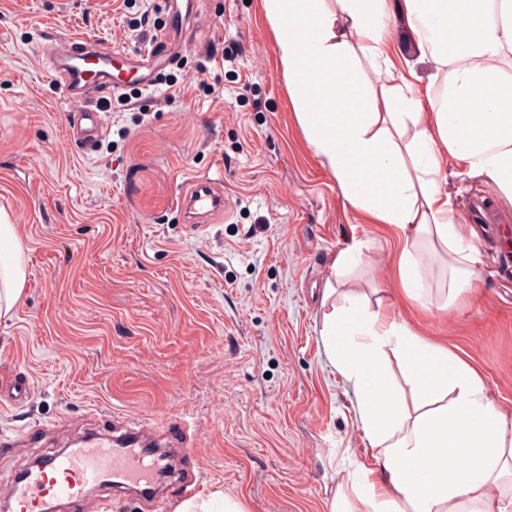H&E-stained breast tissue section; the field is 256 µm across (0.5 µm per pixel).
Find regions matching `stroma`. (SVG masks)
Listing matches in <instances>:
<instances>
[{"label": "stroma", "instance_id": "1", "mask_svg": "<svg viewBox=\"0 0 512 512\" xmlns=\"http://www.w3.org/2000/svg\"><path fill=\"white\" fill-rule=\"evenodd\" d=\"M213 25L161 70L103 105L91 153L67 140L60 82L37 53L66 31L119 47L130 66L167 22L161 0H0V213L27 277L0 320V375L29 382L0 405V502L35 456L133 418L169 437L190 426L180 468L197 500L217 491L245 512H329L349 471L370 465L351 385L321 336L326 288L392 304L446 342L512 414V278L481 250L480 281L427 308L402 300L397 240L353 210L307 143L281 77L262 0H204ZM237 39L236 62L205 44ZM203 67L215 94L169 84ZM224 169V214L185 223L186 174ZM362 261L335 276L340 252Z\"/></svg>", "mask_w": 512, "mask_h": 512}]
</instances>
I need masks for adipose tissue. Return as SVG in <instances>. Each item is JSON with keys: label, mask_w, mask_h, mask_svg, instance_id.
Masks as SVG:
<instances>
[{"label": "adipose tissue", "mask_w": 512, "mask_h": 512, "mask_svg": "<svg viewBox=\"0 0 512 512\" xmlns=\"http://www.w3.org/2000/svg\"><path fill=\"white\" fill-rule=\"evenodd\" d=\"M264 2L308 144L353 209L398 232L403 296L430 302L422 257L432 248L448 257L456 299L480 271L443 190L447 163L512 204V0ZM395 23L434 62L428 77L398 70L386 37ZM366 61L377 82L365 78ZM25 279L22 244L1 215L0 319L11 318ZM323 334L374 450L330 512H512V417L473 366L352 292L325 314Z\"/></svg>", "instance_id": "ef3b65f1"}]
</instances>
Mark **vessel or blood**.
I'll return each instance as SVG.
<instances>
[{"label":"vessel or blood","mask_w":512,"mask_h":512,"mask_svg":"<svg viewBox=\"0 0 512 512\" xmlns=\"http://www.w3.org/2000/svg\"><path fill=\"white\" fill-rule=\"evenodd\" d=\"M172 19L169 27L156 32L148 47L136 56L138 82L143 89L155 86V70L167 61L165 50L181 39L183 11L197 12L199 0H189L179 8L177 0H166ZM115 49L112 44L81 38L67 32L55 35L44 52L52 71L63 83L71 107L65 115L68 140L91 146L103 133L104 117L96 95L117 91L112 75ZM178 209L187 216L213 217L224 211V170L195 177L182 188ZM476 218L486 224H502L503 218L490 193L472 202ZM139 422L128 420L111 437H97L58 453L43 455L26 476L15 482L7 499L8 512H45L47 504L64 505L77 512L93 488L107 485L147 491L155 485L161 470L169 467L167 456L144 449Z\"/></svg>","instance_id":"b4317fda"}]
</instances>
